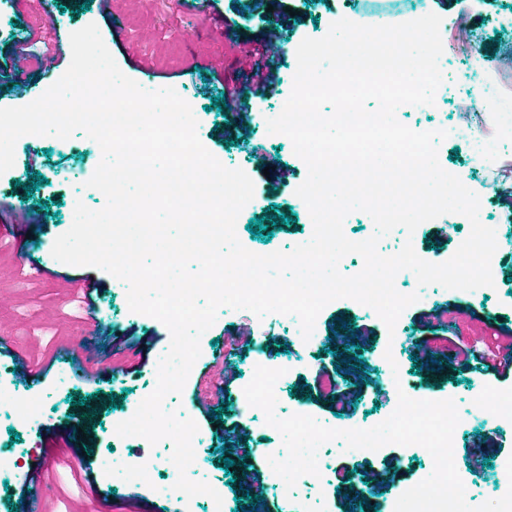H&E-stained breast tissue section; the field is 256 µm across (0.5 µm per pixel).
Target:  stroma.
Returning a JSON list of instances; mask_svg holds the SVG:
<instances>
[{
	"mask_svg": "<svg viewBox=\"0 0 512 512\" xmlns=\"http://www.w3.org/2000/svg\"><path fill=\"white\" fill-rule=\"evenodd\" d=\"M205 15L190 14L182 0H14L11 37L0 36V72L8 71L15 38L34 37L35 50L53 58L49 74L32 75L27 91L0 98V108L19 107L40 97L67 70L71 61L69 36L87 24H96L121 71L142 81L145 89L179 86L199 122L202 144L226 167L243 169L254 182L252 201L241 211L236 233L257 251H291L310 239L313 226L295 191L308 170L287 144L267 131V120L276 116L290 93L293 61L300 42L320 38L329 30L332 13L348 10L365 25L397 24L396 14L365 9L364 0H280L273 12L255 0H206ZM429 10L442 18L441 37L448 51L457 54L452 81L458 90L444 93L433 105L401 108L403 124L414 130L454 128L467 119L477 129L491 132L512 126V29L500 28L501 16L512 15V0H429ZM120 25H113V17ZM285 36L273 68L279 82L263 97L251 98L249 109L232 114L210 109L212 97L223 96L225 82L249 87L256 61L254 48L270 26ZM213 64V72L190 71L192 60ZM153 70L143 78L139 68ZM484 67L502 91L503 111L486 105L472 106V94L463 90L471 66ZM441 166L458 176L480 198L479 219L496 229L498 248L491 261L494 284L474 291L448 290L438 285L406 284L420 299L401 314L394 329L350 300L326 306L318 317L315 337L303 340L298 322L276 313L264 317L219 313L201 354L180 394L167 397L170 410L188 414L199 426L203 440V467L199 479L220 487L223 512L249 507V499L235 501L234 486L259 494L258 512H348L352 498L362 501V512H392L404 487L428 476L426 458L397 445L382 449L374 458L344 450L342 443L322 451L324 480L315 486L287 489L268 458L282 446L279 432L265 425L261 410L247 406L244 388L256 366H285L276 412H296L315 417L325 425L348 426L357 420L365 426L384 421L398 403L388 383L391 376L382 361L386 352L400 359L406 392L435 399L454 398L461 421L454 442V462L466 489V501L477 506L502 497L498 466L512 457V428L494 419L495 393L512 391V377L499 379L470 363L440 356L438 363L416 358L424 336L458 334L469 340L490 339L496 328L512 330V201L503 198L512 189V150L489 164H479L469 145L456 137L440 141ZM102 157L101 150L84 141L81 133L66 140L53 136L20 138L13 167L0 175V196H24L28 212L37 217L33 240L19 245L0 235V337L10 353L0 352V372L9 373L13 391L0 397V450L19 457L17 472L0 483V512H11L20 498V479L52 442L54 429L69 425L73 400L91 395L98 407L91 439L58 442L46 479L53 487L48 512H98L100 499L112 502V512H178L172 486L178 474L160 466L158 473L141 482L113 481L117 458L133 459L154 450L165 457L166 448L145 441L119 442L114 430L116 404L130 406L154 386L159 359L170 344L167 327L157 319L130 310L123 284L107 272L56 261L55 239L72 222L76 201L99 209L103 200L90 194L86 181ZM45 184H38V177ZM33 186L25 195V186ZM279 205L292 221L272 236L249 233L247 225L263 216L266 207ZM470 223L460 214H446L421 224L414 234L396 229L379 248L394 254L405 240H412L418 255L432 263L447 261L469 235ZM52 270L49 278L37 276L32 266ZM96 279L101 286L99 309L113 339L136 337L135 349L113 350L112 374L94 382L83 378L84 364L78 349L96 337L86 316L80 282ZM249 337L242 348L239 337ZM20 353L42 373L28 384L14 371L13 353ZM223 387L222 416L202 409L199 399ZM345 396L335 407L333 390ZM19 441H11V433ZM234 462L236 482L228 484V470L219 456ZM95 486L85 493L79 481Z\"/></svg>",
	"mask_w": 512,
	"mask_h": 512,
	"instance_id": "35a3bbf8",
	"label": "stroma"
}]
</instances>
